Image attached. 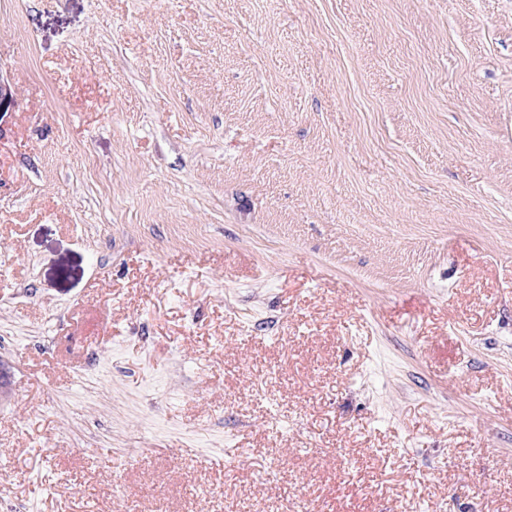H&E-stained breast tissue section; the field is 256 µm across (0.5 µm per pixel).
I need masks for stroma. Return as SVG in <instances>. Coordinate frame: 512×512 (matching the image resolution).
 <instances>
[{
  "instance_id": "obj_1",
  "label": "stroma",
  "mask_w": 512,
  "mask_h": 512,
  "mask_svg": "<svg viewBox=\"0 0 512 512\" xmlns=\"http://www.w3.org/2000/svg\"><path fill=\"white\" fill-rule=\"evenodd\" d=\"M0 512H512V0H0Z\"/></svg>"
}]
</instances>
